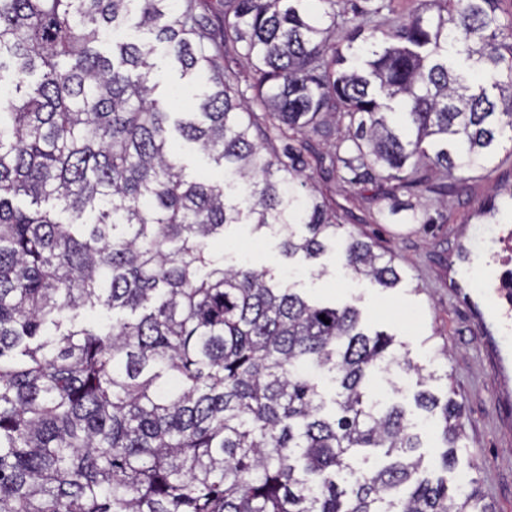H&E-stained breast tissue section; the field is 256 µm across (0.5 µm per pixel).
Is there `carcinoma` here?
<instances>
[{"label": "carcinoma", "instance_id": "carcinoma-1", "mask_svg": "<svg viewBox=\"0 0 512 512\" xmlns=\"http://www.w3.org/2000/svg\"><path fill=\"white\" fill-rule=\"evenodd\" d=\"M309 2L0 0V512H490L475 489L413 480L420 436L370 383L434 375L394 335L224 267L210 242L252 224L317 259L337 241L355 275L396 287L374 242L339 234L315 176L377 191L378 224H429L398 194L497 169L512 0H414L405 17L393 0ZM128 26L167 45L195 111L154 98L152 47L99 52ZM172 128L224 185L187 177ZM50 199L59 212L37 208ZM414 401L440 411L453 467L459 404ZM358 448L383 463L353 467Z\"/></svg>", "mask_w": 512, "mask_h": 512}]
</instances>
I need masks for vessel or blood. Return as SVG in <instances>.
<instances>
[{
	"label": "vessel or blood",
	"instance_id": "1",
	"mask_svg": "<svg viewBox=\"0 0 512 512\" xmlns=\"http://www.w3.org/2000/svg\"><path fill=\"white\" fill-rule=\"evenodd\" d=\"M448 288L466 304L477 333L497 360L505 399H512V227L492 233L471 225L448 259Z\"/></svg>",
	"mask_w": 512,
	"mask_h": 512
}]
</instances>
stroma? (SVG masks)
Listing matches in <instances>:
<instances>
[{"label": "stroma", "instance_id": "35a3bbf8", "mask_svg": "<svg viewBox=\"0 0 512 512\" xmlns=\"http://www.w3.org/2000/svg\"><path fill=\"white\" fill-rule=\"evenodd\" d=\"M151 60L155 68L150 80L157 85L158 98L167 100L172 111H187L191 100L178 95L180 73L165 48L156 46ZM171 146L186 175L223 183V168L196 145L176 137ZM492 185V180L477 179L449 195L442 209L447 223L376 224L371 217L383 207V200L336 178L323 182L346 231L374 241L376 252L391 258L401 272V283L390 289L353 276L333 249L313 261L287 258L273 234L254 231L247 224L228 226L214 249L223 254L225 264L246 262L267 270L281 287L297 289L316 304H352L368 328L395 334L413 363L434 372L426 390L442 399L454 398L462 410L463 435L451 472L441 470L439 429L432 423L422 425L425 475L444 474L452 483L467 478L494 512H512V426H502L497 419L498 388L483 338L471 327L466 309L448 294V252L460 226L474 221L478 204Z\"/></svg>", "mask_w": 512, "mask_h": 512}]
</instances>
